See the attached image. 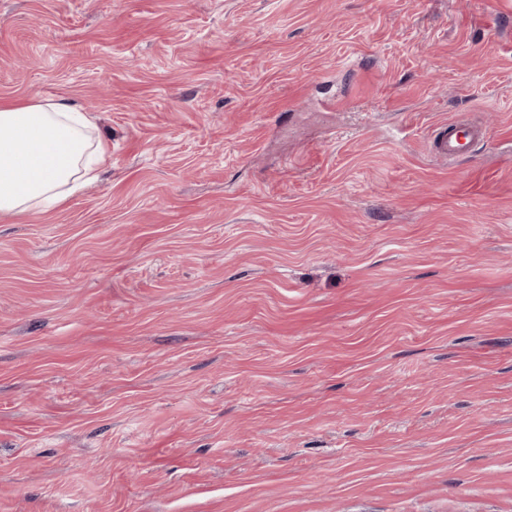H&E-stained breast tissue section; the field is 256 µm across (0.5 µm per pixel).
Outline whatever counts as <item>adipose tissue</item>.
Instances as JSON below:
<instances>
[{"instance_id": "adipose-tissue-1", "label": "adipose tissue", "mask_w": 512, "mask_h": 512, "mask_svg": "<svg viewBox=\"0 0 512 512\" xmlns=\"http://www.w3.org/2000/svg\"><path fill=\"white\" fill-rule=\"evenodd\" d=\"M107 156L91 115L77 104H0V215L54 208L97 181Z\"/></svg>"}]
</instances>
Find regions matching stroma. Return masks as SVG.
<instances>
[{"mask_svg":"<svg viewBox=\"0 0 512 512\" xmlns=\"http://www.w3.org/2000/svg\"><path fill=\"white\" fill-rule=\"evenodd\" d=\"M50 97L109 157L0 220V512H512V0H0ZM485 135L479 125L451 123L445 125L443 131L434 142V152L437 156L454 160L469 153L471 143L481 140Z\"/></svg>","mask_w":512,"mask_h":512,"instance_id":"1","label":"stroma"}]
</instances>
